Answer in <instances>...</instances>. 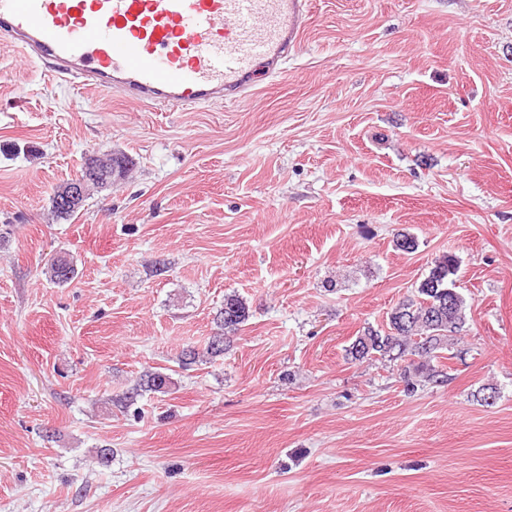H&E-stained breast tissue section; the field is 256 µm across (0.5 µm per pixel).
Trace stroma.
<instances>
[{"label": "stroma", "mask_w": 512, "mask_h": 512, "mask_svg": "<svg viewBox=\"0 0 512 512\" xmlns=\"http://www.w3.org/2000/svg\"><path fill=\"white\" fill-rule=\"evenodd\" d=\"M310 2L237 103L137 105L0 47V512H512V0ZM104 151L132 170L53 218ZM448 253L447 382L346 360ZM229 294L248 320L182 367ZM156 370L175 388L110 405ZM93 179L96 180L97 177L95 175L89 176L86 171L77 173L60 191V197H57L58 203L66 207L68 204L78 201L84 195L87 183L93 181ZM50 280L57 284H65L72 280L76 274L73 263L66 257L53 258L47 267Z\"/></svg>", "instance_id": "35a3bbf8"}]
</instances>
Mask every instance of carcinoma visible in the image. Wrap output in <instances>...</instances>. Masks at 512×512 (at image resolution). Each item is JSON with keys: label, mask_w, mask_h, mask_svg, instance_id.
<instances>
[{"label": "carcinoma", "mask_w": 512, "mask_h": 512, "mask_svg": "<svg viewBox=\"0 0 512 512\" xmlns=\"http://www.w3.org/2000/svg\"><path fill=\"white\" fill-rule=\"evenodd\" d=\"M459 271L458 260L445 255L435 261L428 274L419 282L414 293L404 297L388 317V330L367 328L346 349L350 361L371 360L376 357L391 361L408 362L407 369L419 370L414 357L437 359L448 352L453 358L452 345L466 323V301L457 291L455 276ZM50 280L65 284L76 274L73 263L60 256L47 267ZM249 317L248 308L237 295L224 297V308L216 316L218 331L206 345L191 347L181 354L183 366L196 363L201 357H217L224 353L233 337ZM175 382L163 372L147 371L133 385L111 398V404L127 410L146 392L165 393Z\"/></svg>", "instance_id": "cac0c4a2"}]
</instances>
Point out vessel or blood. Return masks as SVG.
I'll use <instances>...</instances> for the list:
<instances>
[{
  "label": "vessel or blood",
  "mask_w": 512,
  "mask_h": 512,
  "mask_svg": "<svg viewBox=\"0 0 512 512\" xmlns=\"http://www.w3.org/2000/svg\"><path fill=\"white\" fill-rule=\"evenodd\" d=\"M309 0H0V42L144 105L241 99L282 75Z\"/></svg>",
  "instance_id": "vessel-or-blood-1"
}]
</instances>
